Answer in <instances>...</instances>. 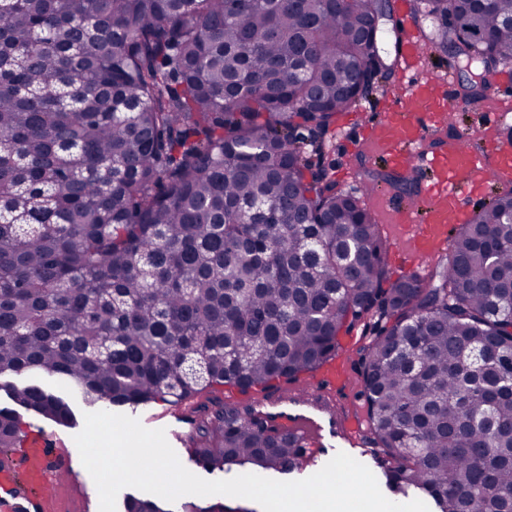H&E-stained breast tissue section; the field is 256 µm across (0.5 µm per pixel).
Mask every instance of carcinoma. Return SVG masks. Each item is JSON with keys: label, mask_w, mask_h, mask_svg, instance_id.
<instances>
[{"label": "carcinoma", "mask_w": 512, "mask_h": 512, "mask_svg": "<svg viewBox=\"0 0 512 512\" xmlns=\"http://www.w3.org/2000/svg\"><path fill=\"white\" fill-rule=\"evenodd\" d=\"M430 48L512 63V0H416ZM389 0H0V374L65 377L85 405L189 407V457L288 475L295 441L215 386L364 348L369 444L439 512H512V190L429 278L392 280L359 197L311 134L384 86ZM420 173L380 175L408 192ZM12 400L74 424L44 384ZM23 429L0 409V451ZM125 512H169L128 495ZM182 512H251L185 502Z\"/></svg>", "instance_id": "obj_1"}]
</instances>
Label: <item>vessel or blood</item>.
I'll use <instances>...</instances> for the list:
<instances>
[{"mask_svg": "<svg viewBox=\"0 0 512 512\" xmlns=\"http://www.w3.org/2000/svg\"><path fill=\"white\" fill-rule=\"evenodd\" d=\"M423 52L422 39L412 27H404L398 54V72L406 78L400 95L394 96L383 117L368 128L362 149L373 150L395 169L419 165L427 174L418 202L392 204L386 192L376 194L378 205L392 221V235L404 238L402 251L413 267L432 257L448 240L452 227L470 223L475 202L495 183L512 181V143L497 141L490 155L454 145L429 157L418 156L417 143L431 127L441 126L456 111L453 95L435 86L408 81ZM332 380L288 389L277 399L256 397L252 406L279 428L300 437L310 450V462L365 447L369 424L360 416L343 415ZM69 463L62 449L41 432L22 437L12 451V463L0 470V484L9 486L17 477L37 490L35 498L17 494L0 499V512H42L46 490L53 487Z\"/></svg>", "mask_w": 512, "mask_h": 512, "instance_id": "1", "label": "vessel or blood"}]
</instances>
